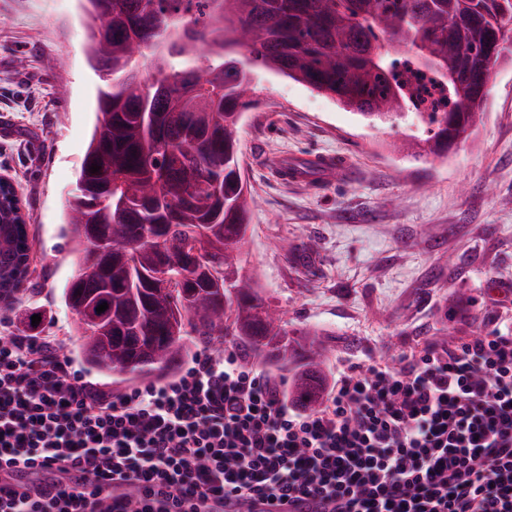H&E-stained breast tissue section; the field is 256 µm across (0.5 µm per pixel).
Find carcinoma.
Masks as SVG:
<instances>
[{
    "label": "carcinoma",
    "mask_w": 512,
    "mask_h": 512,
    "mask_svg": "<svg viewBox=\"0 0 512 512\" xmlns=\"http://www.w3.org/2000/svg\"><path fill=\"white\" fill-rule=\"evenodd\" d=\"M87 61L103 85L66 213L78 274L64 289L77 316L80 355L106 375L164 370L186 337L235 336L252 358L292 375L296 400L323 392L325 344L315 331L288 339V322L263 321L267 303L246 273L243 247L254 195L240 164L239 133L252 106L253 75L265 69L322 93L373 125L404 116L391 55L417 60L448 86V111L420 114L414 158L448 159L485 112L494 70L512 64L504 17L512 0H85ZM138 42V57L130 43ZM148 56L153 74L143 77ZM94 164L101 166L90 172ZM115 240L90 257L91 228ZM194 256L189 275L161 293L143 278L162 256ZM17 244L0 236V270ZM97 315L94 342L83 314Z\"/></svg>",
    "instance_id": "obj_1"
}]
</instances>
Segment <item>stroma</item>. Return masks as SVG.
I'll use <instances>...</instances> for the list:
<instances>
[{
  "instance_id": "35a3bbf8",
  "label": "stroma",
  "mask_w": 512,
  "mask_h": 512,
  "mask_svg": "<svg viewBox=\"0 0 512 512\" xmlns=\"http://www.w3.org/2000/svg\"><path fill=\"white\" fill-rule=\"evenodd\" d=\"M79 0H0V177L27 216L34 259L20 303L38 313L87 380L122 383L83 362L63 291L76 275L64 215L94 122L99 79ZM476 141L434 164L386 151L407 126L371 128L305 85L257 70L241 164L257 205L244 246L289 328L324 333L328 376L427 341L512 329V66L498 69ZM342 156L330 179L285 181L282 167Z\"/></svg>"
}]
</instances>
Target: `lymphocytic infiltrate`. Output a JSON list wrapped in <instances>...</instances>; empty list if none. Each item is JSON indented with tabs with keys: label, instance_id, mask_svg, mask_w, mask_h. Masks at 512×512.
I'll return each mask as SVG.
<instances>
[{
	"label": "lymphocytic infiltrate",
	"instance_id": "1",
	"mask_svg": "<svg viewBox=\"0 0 512 512\" xmlns=\"http://www.w3.org/2000/svg\"><path fill=\"white\" fill-rule=\"evenodd\" d=\"M512 512V331L339 369L292 403L235 346L120 391L0 335V512Z\"/></svg>",
	"mask_w": 512,
	"mask_h": 512
}]
</instances>
